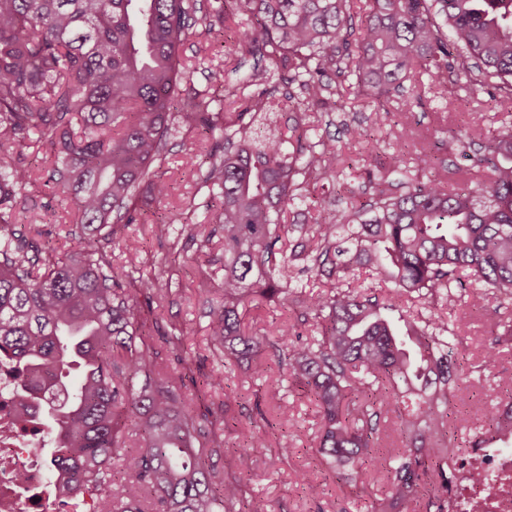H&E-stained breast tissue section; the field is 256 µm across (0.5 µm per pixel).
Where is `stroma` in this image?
Here are the masks:
<instances>
[{
    "instance_id": "35a3bbf8",
    "label": "stroma",
    "mask_w": 512,
    "mask_h": 512,
    "mask_svg": "<svg viewBox=\"0 0 512 512\" xmlns=\"http://www.w3.org/2000/svg\"><path fill=\"white\" fill-rule=\"evenodd\" d=\"M246 18L237 17L221 33H205L203 26H195L182 47L187 60L186 82L199 89L214 88L218 84H238L252 73L257 58L237 47L242 32L247 29ZM474 76H463L449 83L448 95L438 99L431 94L420 93L413 86H403L401 98L420 97V105L414 106L410 128L423 136L417 147H405L399 127L377 121L367 100L346 94L335 112L320 116L317 134L335 139L346 156L354 163L376 165L384 161L388 153L405 150L406 164L416 174L427 172L426 156L428 138L437 131L452 130L467 133L470 115L484 113L485 129L496 130L512 125V113L497 105L484 90L476 87ZM171 152L165 166L168 190L161 201L153 205L159 214H180L193 199L200 187V165L206 160L211 148L196 130L183 126L169 140ZM194 157V165H187V157ZM200 236L206 235L207 227H198ZM127 247L137 248L140 268L151 273L154 265L166 262V274L172 279V300L165 304L163 321L176 324L184 330V348L193 357L195 369L201 374H218L222 388L217 398L227 400L234 415L250 411L254 404L272 410L284 405L289 420L283 431L288 438L292 453L282 465L266 468L269 457L277 455L276 442L256 449L257 465L253 474H240L231 453L212 457L211 463L222 469L226 476L239 477L247 496L271 500L276 512H366L365 501L384 499L388 485L382 474L365 475L364 498H357L352 487L336 482L322 465L317 452L321 419L314 402L280 384L277 396H270L268 384L278 381L280 371L271 368L267 380L256 379L247 363L229 366L217 362L207 339L210 297L199 290L202 278L212 270L224 267V250L217 245L201 248L198 240L187 236L178 239L159 238L153 224H133L125 232ZM486 285L467 282L456 305L449 309L448 322L452 326L457 344L451 353L453 361L463 366V379L453 382L448 392V435L455 446L468 447L476 427L482 426L488 407L512 396V387L498 383L499 376L512 377V341L499 342L497 320L512 319V298L500 303L488 302L484 294ZM498 345L500 358L498 371L482 373L477 369L483 351L490 345ZM306 473L309 479L321 485L320 497H312L296 478Z\"/></svg>"
}]
</instances>
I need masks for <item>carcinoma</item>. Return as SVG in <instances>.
<instances>
[{
    "instance_id": "cac0c4a2",
    "label": "carcinoma",
    "mask_w": 512,
    "mask_h": 512,
    "mask_svg": "<svg viewBox=\"0 0 512 512\" xmlns=\"http://www.w3.org/2000/svg\"><path fill=\"white\" fill-rule=\"evenodd\" d=\"M147 2L136 23L135 0H0V357L21 362L17 398L49 418L51 480L73 503L100 491L104 512H274L207 466L226 447L229 405L200 408V395L189 397L183 330L160 319L171 279L112 269L118 233L166 193L169 135L181 123L213 141L207 194L190 204L211 225L202 243L224 240V275L202 289L224 298L210 308L212 352L258 377L276 363L318 408L322 463L347 484L369 466L384 473L388 495L370 512H406L423 477L448 466V384L461 368L439 311L454 307L464 273L490 299L512 295V130L490 132L488 153L456 187L444 163L419 178L397 151L366 173L370 198L352 195L341 208L311 198L310 186L353 164L303 121L309 110L335 111L336 79L348 76L381 120L403 82H427L442 98L448 74L474 69L511 108L512 0H233L230 16L253 21L240 49L264 69L220 95L183 86L179 46L198 23V0ZM273 79L298 90L288 102L301 115L286 137L254 129L274 102ZM467 149L456 133L437 146L450 156ZM32 150L45 152L47 185L79 216L63 252L39 227H17ZM294 210L308 223H288ZM157 226L161 237H194L186 221ZM293 266L330 287L305 293ZM280 297L317 335L285 321L271 339L244 324L246 306ZM403 299L411 310L401 333L382 311ZM76 363L81 373L64 381ZM149 373L154 383L136 387ZM390 415L405 444L388 456L379 439ZM286 422L287 411L269 417L259 405L236 420L241 470ZM485 422L481 437L507 431L512 405L490 407Z\"/></svg>"
}]
</instances>
